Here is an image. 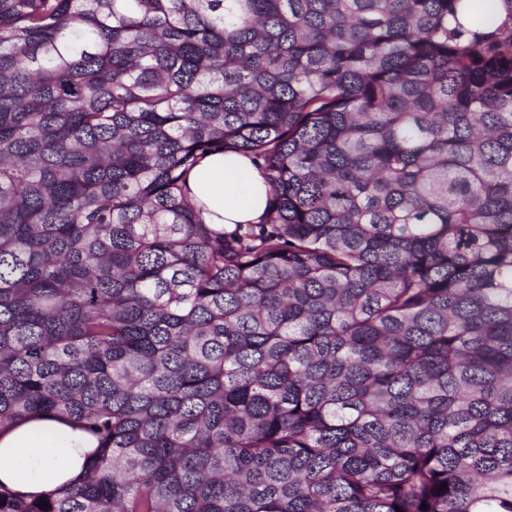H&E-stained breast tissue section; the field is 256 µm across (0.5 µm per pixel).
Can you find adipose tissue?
I'll return each instance as SVG.
<instances>
[{
	"label": "adipose tissue",
	"instance_id": "1",
	"mask_svg": "<svg viewBox=\"0 0 512 512\" xmlns=\"http://www.w3.org/2000/svg\"><path fill=\"white\" fill-rule=\"evenodd\" d=\"M187 185L204 222L219 229L263 222L272 194L250 157L238 153L206 155L189 173ZM96 446L80 428L43 417L1 429L0 485L39 495L75 482Z\"/></svg>",
	"mask_w": 512,
	"mask_h": 512
}]
</instances>
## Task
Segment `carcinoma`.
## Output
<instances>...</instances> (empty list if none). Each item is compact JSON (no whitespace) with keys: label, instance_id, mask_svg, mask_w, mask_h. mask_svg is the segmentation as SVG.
Masks as SVG:
<instances>
[{"label":"carcinoma","instance_id":"carcinoma-1","mask_svg":"<svg viewBox=\"0 0 512 512\" xmlns=\"http://www.w3.org/2000/svg\"><path fill=\"white\" fill-rule=\"evenodd\" d=\"M216 151L264 223H203ZM36 413L97 451L0 512H512V0H0ZM189 196L202 209L205 224L232 230L235 224H261L272 187L249 156L206 155L189 173Z\"/></svg>","mask_w":512,"mask_h":512}]
</instances>
